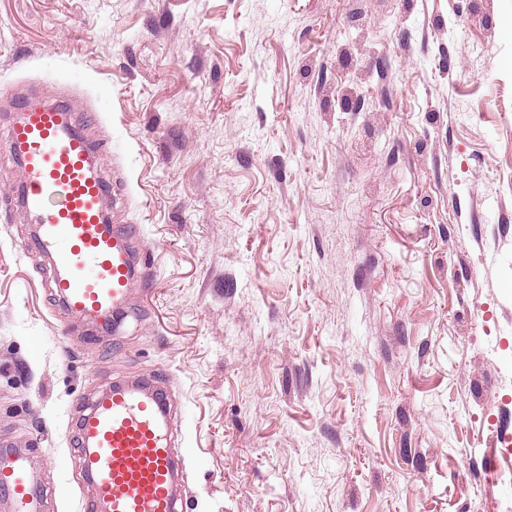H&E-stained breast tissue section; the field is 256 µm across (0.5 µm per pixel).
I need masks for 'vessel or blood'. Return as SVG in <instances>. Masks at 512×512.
Masks as SVG:
<instances>
[{
  "mask_svg": "<svg viewBox=\"0 0 512 512\" xmlns=\"http://www.w3.org/2000/svg\"><path fill=\"white\" fill-rule=\"evenodd\" d=\"M6 136L21 170L11 197L38 228L57 297L86 324L111 322L129 307L140 259L131 247L134 226L106 219L109 184L91 167L98 145L71 99L48 103L33 94L16 98ZM79 448L94 512H180L169 404L152 385L104 390L80 422ZM0 497L13 512H42L34 463L4 442Z\"/></svg>",
  "mask_w": 512,
  "mask_h": 512,
  "instance_id": "1",
  "label": "vessel or blood"
}]
</instances>
